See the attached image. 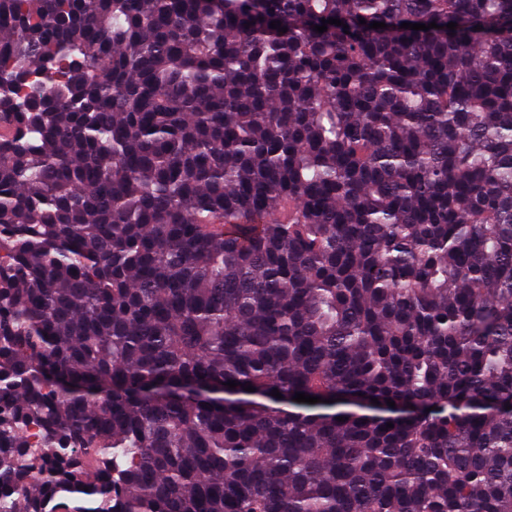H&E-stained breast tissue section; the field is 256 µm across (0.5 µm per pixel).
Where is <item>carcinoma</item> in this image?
Instances as JSON below:
<instances>
[{
  "label": "carcinoma",
  "instance_id": "cac0c4a2",
  "mask_svg": "<svg viewBox=\"0 0 512 512\" xmlns=\"http://www.w3.org/2000/svg\"><path fill=\"white\" fill-rule=\"evenodd\" d=\"M0 512H512V0H0Z\"/></svg>",
  "mask_w": 512,
  "mask_h": 512
}]
</instances>
